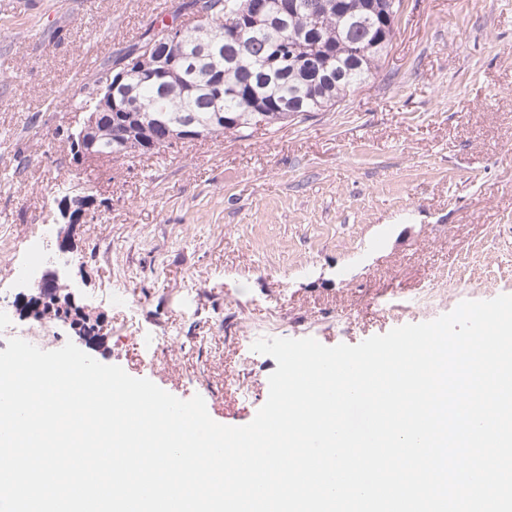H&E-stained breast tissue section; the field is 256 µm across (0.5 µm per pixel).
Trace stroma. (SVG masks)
<instances>
[{
	"label": "stroma",
	"instance_id": "obj_1",
	"mask_svg": "<svg viewBox=\"0 0 512 512\" xmlns=\"http://www.w3.org/2000/svg\"><path fill=\"white\" fill-rule=\"evenodd\" d=\"M182 2L0 0V279L38 225L67 238L63 341L243 426L270 328L355 345L512 294V0H404L378 79L303 122L74 163L86 83ZM84 192L97 220L56 223L47 194Z\"/></svg>",
	"mask_w": 512,
	"mask_h": 512
}]
</instances>
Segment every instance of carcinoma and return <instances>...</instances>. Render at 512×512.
I'll return each mask as SVG.
<instances>
[{
  "instance_id": "1",
  "label": "carcinoma",
  "mask_w": 512,
  "mask_h": 512,
  "mask_svg": "<svg viewBox=\"0 0 512 512\" xmlns=\"http://www.w3.org/2000/svg\"><path fill=\"white\" fill-rule=\"evenodd\" d=\"M202 1L215 7L213 50L224 55V90L230 91L224 111H212L203 90L189 95L174 80L160 85L139 79L137 95L145 111L137 116L147 135L131 143L122 136L120 120L106 117L112 144H103V152L133 157L146 154L149 146L158 151L167 146L164 131L169 125L207 126L218 138L228 129L241 134L258 125L278 129L325 112L379 73L400 17L398 11L386 15L380 10L362 19V0H296V9L282 25L242 37L234 22L240 0H189L188 8ZM285 43L321 55L326 68L319 73L302 66L285 69L279 59ZM257 98L266 102V111H253Z\"/></svg>"
}]
</instances>
